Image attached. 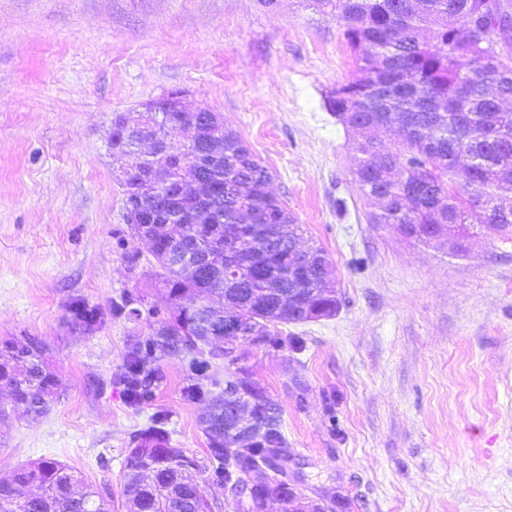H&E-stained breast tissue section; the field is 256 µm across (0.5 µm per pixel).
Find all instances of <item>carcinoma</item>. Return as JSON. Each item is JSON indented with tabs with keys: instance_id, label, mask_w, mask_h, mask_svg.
<instances>
[{
	"instance_id": "1",
	"label": "carcinoma",
	"mask_w": 512,
	"mask_h": 512,
	"mask_svg": "<svg viewBox=\"0 0 512 512\" xmlns=\"http://www.w3.org/2000/svg\"><path fill=\"white\" fill-rule=\"evenodd\" d=\"M315 7L341 9L345 37L361 76L336 87L329 108L338 121L361 130L399 129L392 150L370 136L356 141V176L374 211L373 224L395 227L408 238L430 244L436 230L452 228L466 239L493 227L512 234V36L495 54L479 40L462 41L448 18L480 31L509 18L512 0H314ZM183 112H152L154 132L182 123ZM224 161L201 176L210 195L198 200L166 193L165 212L207 208L205 224L174 220L153 225L150 245L160 272L154 287L172 306L144 343L127 357L123 375L137 402L159 378L158 362L180 354H215L224 343V322L237 324L240 340L279 347L282 328L336 314L335 285L320 248L299 245L301 225L270 190L271 173L237 132L219 117ZM112 151L131 141L112 121ZM464 181L461 193L457 182ZM233 235L238 250L226 259L182 262L171 250L193 246L201 255L212 241ZM44 343H0V386L14 405L40 415L56 395L57 382ZM200 426L218 465L229 458L243 473L288 455L282 413L249 370L228 371L224 392L210 398ZM126 512H214L199 492L205 466L172 446L154 424L127 450ZM55 461L38 460L0 480V512H112L104 487L88 485ZM286 484L268 476L253 490L247 512H267V503L287 496Z\"/></svg>"
}]
</instances>
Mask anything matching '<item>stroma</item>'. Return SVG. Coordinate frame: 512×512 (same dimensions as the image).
<instances>
[{
	"mask_svg": "<svg viewBox=\"0 0 512 512\" xmlns=\"http://www.w3.org/2000/svg\"><path fill=\"white\" fill-rule=\"evenodd\" d=\"M344 30L313 0H0V341L41 339L59 384L36 420L0 388V477L56 460L124 512L127 450L159 419L206 462L214 512H238L199 425L210 380L184 355L141 403L122 380L171 306L126 222L112 117L180 91L269 168L340 299L285 326L283 346L238 345L282 411L289 477L337 512H512V239L475 234L459 258L371 223L358 133L327 104L358 74ZM78 305L98 310L92 327Z\"/></svg>",
	"mask_w": 512,
	"mask_h": 512,
	"instance_id": "stroma-1",
	"label": "stroma"
}]
</instances>
